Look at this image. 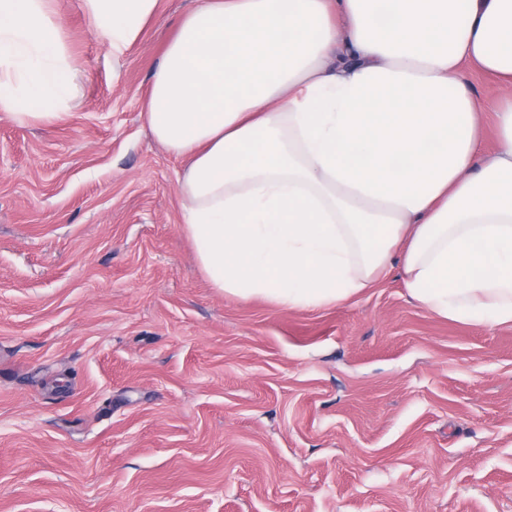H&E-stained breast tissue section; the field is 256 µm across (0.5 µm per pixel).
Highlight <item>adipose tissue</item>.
Instances as JSON below:
<instances>
[{
  "label": "adipose tissue",
  "instance_id": "ef3b65f1",
  "mask_svg": "<svg viewBox=\"0 0 512 512\" xmlns=\"http://www.w3.org/2000/svg\"><path fill=\"white\" fill-rule=\"evenodd\" d=\"M158 5L80 0L116 59ZM472 68L512 89V0H194L144 117L212 287L320 308L398 262L432 314L511 324L512 101ZM76 72L53 0H0V113L62 119ZM468 83L471 90L490 101L512 96V90L500 87L495 81L476 71L472 72Z\"/></svg>",
  "mask_w": 512,
  "mask_h": 512
}]
</instances>
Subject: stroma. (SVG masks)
<instances>
[{
	"label": "stroma",
	"mask_w": 512,
	"mask_h": 512,
	"mask_svg": "<svg viewBox=\"0 0 512 512\" xmlns=\"http://www.w3.org/2000/svg\"><path fill=\"white\" fill-rule=\"evenodd\" d=\"M193 0L120 61L55 0L79 96L0 114V512H512V324L393 267L341 305L213 288L141 115Z\"/></svg>",
	"instance_id": "1"
}]
</instances>
